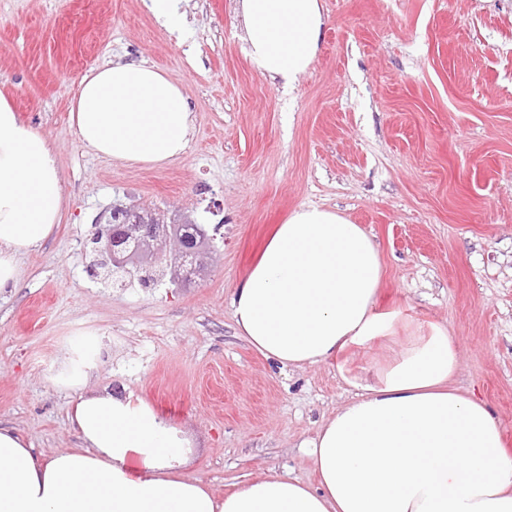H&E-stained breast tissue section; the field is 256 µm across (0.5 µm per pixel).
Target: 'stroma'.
Instances as JSON below:
<instances>
[{
	"mask_svg": "<svg viewBox=\"0 0 512 512\" xmlns=\"http://www.w3.org/2000/svg\"><path fill=\"white\" fill-rule=\"evenodd\" d=\"M320 53L293 90L246 59L237 0H181L166 33L144 0H0V94L53 145L66 202L0 294V422L35 453L73 448L58 376L97 337L87 388L139 396L192 440L183 473L215 494L275 472L313 481L306 446L353 392L335 362L283 369L236 334L231 296L278 224L320 205L371 233L379 303L459 340L456 387L512 452V0H322ZM147 60L190 94L183 158L150 167L77 139V82ZM182 215L210 237L177 289L93 276L87 244L115 205Z\"/></svg>",
	"mask_w": 512,
	"mask_h": 512,
	"instance_id": "stroma-1",
	"label": "stroma"
}]
</instances>
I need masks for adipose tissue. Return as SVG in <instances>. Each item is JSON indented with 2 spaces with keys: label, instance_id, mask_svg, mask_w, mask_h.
Masks as SVG:
<instances>
[{
  "label": "adipose tissue",
  "instance_id": "ef3b65f1",
  "mask_svg": "<svg viewBox=\"0 0 512 512\" xmlns=\"http://www.w3.org/2000/svg\"><path fill=\"white\" fill-rule=\"evenodd\" d=\"M251 66L293 89L318 57L320 0H239ZM78 140L119 162L183 157L194 114L185 88L146 62L82 75L71 107ZM65 206L55 149L0 97V293L24 281L22 260L52 235ZM378 247L345 216L302 206L278 225L231 307L240 336L281 367L332 361L354 399L319 428L308 457L316 483L274 474L216 497L183 477L189 439L134 395L85 393L70 418L78 447L34 453L0 423V512H512V453L492 410L453 387L458 341L447 324L379 308ZM408 335L374 370L353 351Z\"/></svg>",
  "mask_w": 512,
  "mask_h": 512
}]
</instances>
